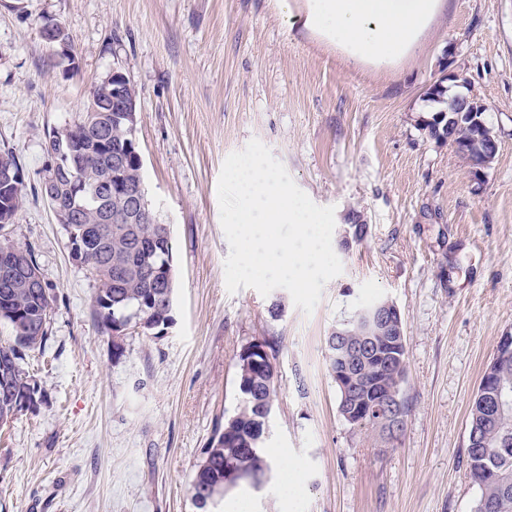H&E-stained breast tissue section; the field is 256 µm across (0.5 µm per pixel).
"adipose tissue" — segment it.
<instances>
[{"label": "adipose tissue", "instance_id": "1", "mask_svg": "<svg viewBox=\"0 0 512 512\" xmlns=\"http://www.w3.org/2000/svg\"><path fill=\"white\" fill-rule=\"evenodd\" d=\"M445 0H301L304 31L360 68L393 67L422 50Z\"/></svg>", "mask_w": 512, "mask_h": 512}]
</instances>
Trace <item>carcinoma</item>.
Instances as JSON below:
<instances>
[{
  "label": "carcinoma",
  "mask_w": 512,
  "mask_h": 512,
  "mask_svg": "<svg viewBox=\"0 0 512 512\" xmlns=\"http://www.w3.org/2000/svg\"><path fill=\"white\" fill-rule=\"evenodd\" d=\"M90 113L80 112L66 126L69 134L57 138V130L48 133L46 152L56 168H45L47 176L40 183L43 197L54 191L62 202L70 199L76 185L85 180L104 182L112 175L113 140L101 141L95 128L87 121ZM447 119L432 116L422 123L431 138L443 140ZM475 126L468 120L455 124L453 143L471 141ZM84 153L85 168L79 172L69 164L72 151ZM24 201V188L0 193V204L10 219ZM81 203L88 208L84 219L66 224L63 230L69 243L79 247L84 256L81 265L95 282L94 318L99 329L112 332V325L148 317L155 323L153 332L161 333L171 319L176 281L165 286L143 271L145 254L154 253L153 265L161 269L169 263L162 245L171 240L166 224H131L125 221L126 205L112 196L105 206L119 220L100 224L93 210L100 203L91 194H84ZM123 264L118 270L115 262ZM55 297L45 287L36 293L20 287L16 275L0 266V321L10 324L13 343L0 345V373L9 375L12 390L0 391V424L37 408L43 394L37 382L20 365L25 352L41 348L47 341L50 314ZM336 328L347 332L340 337L329 333L325 358L329 374L351 364L359 375L357 397L375 401L378 395L395 394L400 400L401 424H406L409 405L403 395L406 381L407 350L392 345V337L383 332L372 339L363 336L356 313H351ZM368 342L372 351L361 357L341 352L340 346L350 342ZM273 347L258 341L245 347L238 355L237 389L239 406L235 415L224 421L206 449L202 462L194 471L190 491L213 505L224 500L226 489L245 478L257 479L270 468L263 443L271 409L276 397V365ZM492 373L503 384V393L511 405L502 412L494 410L487 400L474 397L469 411V444L467 465L480 495L474 512H512V353H495Z\"/></svg>",
  "instance_id": "1"
}]
</instances>
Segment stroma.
<instances>
[{
  "label": "stroma",
  "instance_id": "35a3bbf8",
  "mask_svg": "<svg viewBox=\"0 0 512 512\" xmlns=\"http://www.w3.org/2000/svg\"><path fill=\"white\" fill-rule=\"evenodd\" d=\"M47 21L70 32L74 61L41 40ZM115 69L138 90L144 182L177 284L173 324L157 338L129 330L119 358L40 193L48 131ZM453 72L497 135L481 169L421 127L430 87ZM254 138L335 209L343 272L308 316L283 289L226 290L217 183ZM4 148L26 174L11 238L34 250L56 302L44 349L22 362L44 399L0 427V512H199L191 476L237 407L240 351L263 339L277 365L272 466L225 503L473 512L469 410L512 331V0H446L422 52L379 72L292 27L276 0H0ZM380 297L397 304L407 346L410 412L394 448L343 420L324 358L332 327ZM286 464L297 481L285 495Z\"/></svg>",
  "mask_w": 512,
  "mask_h": 512
}]
</instances>
